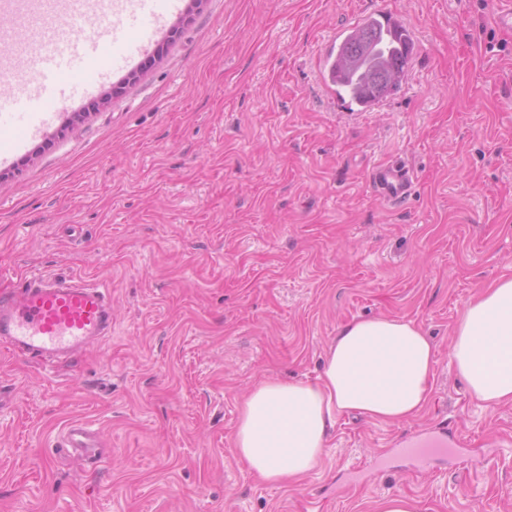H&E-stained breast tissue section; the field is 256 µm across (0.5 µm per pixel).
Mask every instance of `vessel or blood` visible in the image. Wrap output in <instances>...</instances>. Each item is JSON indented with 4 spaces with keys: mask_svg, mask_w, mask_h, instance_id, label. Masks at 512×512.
I'll return each mask as SVG.
<instances>
[{
    "mask_svg": "<svg viewBox=\"0 0 512 512\" xmlns=\"http://www.w3.org/2000/svg\"><path fill=\"white\" fill-rule=\"evenodd\" d=\"M89 31L80 36L54 32L44 45H24L22 51L0 52V68L33 70L37 82L32 92L0 94V161L11 162L23 152L29 139L65 95L62 86L70 75L81 78L84 89H92L104 73L105 46L92 29L96 17L111 12L112 0H70ZM177 7V0H136L127 15L126 27L117 35L134 31L136 43L113 58V65H129L145 56L153 44L160 21ZM370 183L381 199L397 203L412 190L413 175L401 163L373 169ZM112 294L102 283L87 277H63L33 272L17 288L0 292V347L13 355L38 359L53 367L93 343L103 342L111 330ZM62 447L83 459L99 462L97 445L86 425H70Z\"/></svg>",
    "mask_w": 512,
    "mask_h": 512,
    "instance_id": "b4317fda",
    "label": "vessel or blood"
}]
</instances>
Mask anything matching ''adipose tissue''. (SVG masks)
Returning <instances> with one entry per match:
<instances>
[{
	"instance_id": "1",
	"label": "adipose tissue",
	"mask_w": 512,
	"mask_h": 512,
	"mask_svg": "<svg viewBox=\"0 0 512 512\" xmlns=\"http://www.w3.org/2000/svg\"><path fill=\"white\" fill-rule=\"evenodd\" d=\"M435 355L414 321L352 320L330 342L316 378H267L249 390L234 446L268 483L308 474L340 416L357 412L392 424L417 416L433 387ZM448 358L479 406L512 404V276L468 302L453 326Z\"/></svg>"
}]
</instances>
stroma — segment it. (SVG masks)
Masks as SVG:
<instances>
[{
  "mask_svg": "<svg viewBox=\"0 0 512 512\" xmlns=\"http://www.w3.org/2000/svg\"><path fill=\"white\" fill-rule=\"evenodd\" d=\"M400 16L397 90L345 109L340 28ZM414 172L393 204L378 164ZM40 270L112 290V330L45 369L0 354V512H512V404L480 408L448 361L471 297L512 275V30L491 0H202L149 54L60 104L0 164V289ZM357 318L436 347L399 425L339 418L318 468L269 484L234 447L244 394L318 375ZM89 426L100 465L59 451Z\"/></svg>",
  "mask_w": 512,
  "mask_h": 512,
  "instance_id": "stroma-1",
  "label": "stroma"
}]
</instances>
